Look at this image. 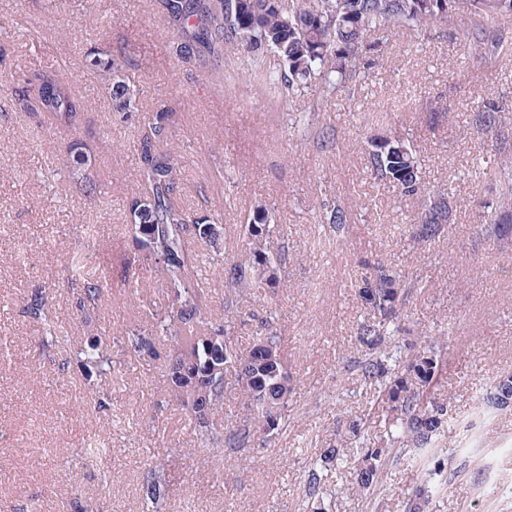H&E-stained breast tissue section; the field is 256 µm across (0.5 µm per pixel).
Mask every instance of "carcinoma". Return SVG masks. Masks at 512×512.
Segmentation results:
<instances>
[{"mask_svg": "<svg viewBox=\"0 0 512 512\" xmlns=\"http://www.w3.org/2000/svg\"><path fill=\"white\" fill-rule=\"evenodd\" d=\"M171 24L180 41L175 52L186 64H193L202 53H242L252 63L254 76L268 81L277 92L293 96L316 87L331 94L360 78L362 70L376 65L368 55L381 51L387 33L393 30L425 31L447 27L465 16L469 23L458 34L476 59H496L506 47L494 27L500 17L512 16V0H294L285 8L282 0H164ZM272 51L282 60L283 69L265 74L261 67L265 53ZM88 66L107 77L112 108L116 112H138L140 98L118 77L121 66L109 51L89 54ZM36 79L53 88L51 95L30 96V80L16 77L10 90L16 108L24 112H48L55 121L73 128L81 121L84 107L75 81L42 71ZM509 108L491 96L478 105L473 115L476 127L495 136L499 157L480 160L488 178L492 198L484 208L491 212L482 228L493 243L512 248V124ZM171 115L161 110L153 117L152 137L143 140L138 158L145 191L131 198L127 223L134 227V244L160 268L168 285L169 303L164 310L149 309V325L124 330L113 344L150 362L165 364L164 391L185 411L199 444L216 452H232L250 441L252 423L266 435L279 432L288 412L294 390V377L281 351L282 337L271 331L256 343H265L272 360L259 362L253 350H236L229 345L234 329L235 309L224 316V323L201 334L198 325L207 314L206 296L195 284L198 255L190 246L199 242L218 251L224 227L206 218H192L175 204L179 180L175 155L158 150L153 140L168 134ZM374 179L392 185L400 197L421 198L417 214L419 229L411 242L423 246L436 240L452 223L453 193L449 188H431L420 176L419 158L410 141L396 131H386L367 141L365 148ZM69 173L93 190L86 167L88 158L78 148L69 149ZM266 206L254 207L245 225L243 255L230 268L229 283L244 291L281 288L286 281L282 259L268 248L275 229ZM319 223L336 229L349 223V211L338 204L325 206ZM72 277L82 284L79 307L94 306L104 298V282L88 261L84 250L68 256ZM417 281L395 267L374 266L358 280V295L367 318L356 329V360L360 380L379 387L376 399L385 417L386 437L391 448H432L450 434L451 399L435 396L433 389L448 365V347L439 338L413 343L393 339L398 331L401 306ZM29 315L43 325L40 345L55 343L56 326L47 304L45 290L34 289L26 298ZM79 371L90 383V393L99 405L112 401V394L93 382L112 376V347H103L94 338L88 348L76 352ZM233 372L245 402L242 422L219 426L214 417L224 410L228 383L224 374ZM483 401L498 409L512 407V374L497 376ZM365 432V418L356 416L349 423L341 442L326 448L305 473L312 512H327L326 501L336 490L326 485L327 471L349 463L354 467L353 487L357 493H370L379 487L385 448L370 443L348 458L349 439ZM444 464L424 471V480L405 504L406 512H428L432 503L428 487L438 494L447 482L442 480ZM143 494L155 508L162 507L168 495L163 465L156 464L143 476Z\"/></svg>", "mask_w": 512, "mask_h": 512, "instance_id": "carcinoma-1", "label": "carcinoma"}]
</instances>
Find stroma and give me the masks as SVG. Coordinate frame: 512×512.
Masks as SVG:
<instances>
[{"label":"stroma","mask_w":512,"mask_h":512,"mask_svg":"<svg viewBox=\"0 0 512 512\" xmlns=\"http://www.w3.org/2000/svg\"><path fill=\"white\" fill-rule=\"evenodd\" d=\"M174 38L159 0H0V84L20 69L59 70L87 102L71 130L45 113L15 110L0 94V512H73L77 498L94 512H151L141 484L157 462L169 475L162 512H305L304 470L338 429L366 414L369 438L384 433L372 410L376 393L354 365L365 309L353 283L365 259L417 276L399 338L444 336L448 368L438 387L451 396L458 422L442 447L390 449L382 510L352 490L349 469L330 471L333 512H403L424 467L438 458L448 491L434 496L430 512H512V412L481 399L495 376L512 373V249L493 246L479 229L491 193L475 160L496 154L497 145L472 124L485 94L512 104V53L486 63L441 30L406 31L359 81L328 96L310 90L276 100L254 83L244 55L187 68L169 48ZM97 48L119 55L142 111L113 112L107 87L85 66ZM433 100L450 112L449 124L435 129L426 111ZM163 108L173 113L161 149L180 159L178 205L223 224V266L240 257L247 216L260 203L278 224L274 246L286 255L287 285L252 299L256 315L236 322L232 343L250 348L259 311L274 312L297 380L287 422L272 438L256 435L226 455L199 445L163 391L160 364L132 358L115 367L105 408L71 361L93 337L108 342L142 324L133 291L159 307L168 303L151 260L124 263L133 250L126 215L139 186L140 138ZM372 112L388 113L415 146L422 181L453 188L454 222L432 244L401 237L419 201L370 175L360 144L382 131L363 123ZM72 144L87 153L96 191L65 174L48 179ZM336 203L350 213L340 235L319 221L324 206ZM89 224L98 231L91 260L106 277L105 297L82 311L66 262ZM195 250L212 320L223 321L233 298L223 266H211L203 244ZM40 287L62 337L45 353L25 311L27 295ZM93 435L111 439L110 463L83 454Z\"/></svg>","instance_id":"stroma-1"}]
</instances>
